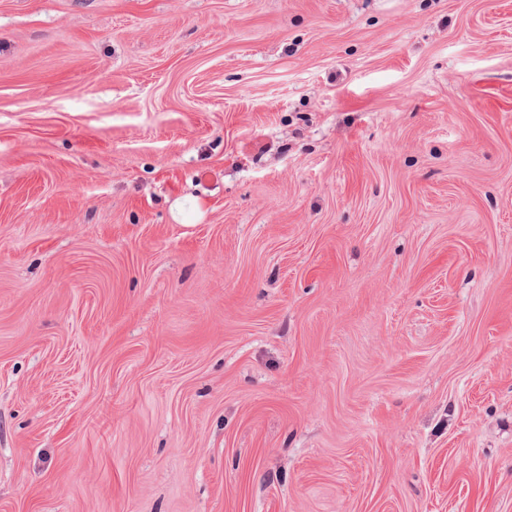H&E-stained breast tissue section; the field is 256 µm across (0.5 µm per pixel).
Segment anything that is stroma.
<instances>
[{"label":"stroma","instance_id":"35a3bbf8","mask_svg":"<svg viewBox=\"0 0 512 512\" xmlns=\"http://www.w3.org/2000/svg\"><path fill=\"white\" fill-rule=\"evenodd\" d=\"M0 512H512V0H0Z\"/></svg>","mask_w":512,"mask_h":512}]
</instances>
